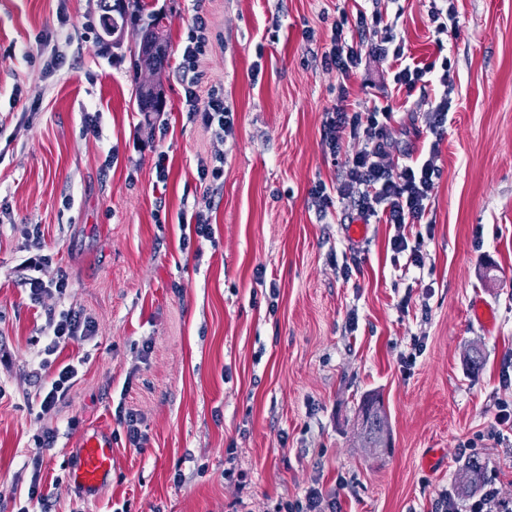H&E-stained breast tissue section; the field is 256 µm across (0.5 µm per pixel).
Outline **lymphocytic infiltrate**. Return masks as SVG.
Here are the masks:
<instances>
[{"label":"lymphocytic infiltrate","mask_w":512,"mask_h":512,"mask_svg":"<svg viewBox=\"0 0 512 512\" xmlns=\"http://www.w3.org/2000/svg\"><path fill=\"white\" fill-rule=\"evenodd\" d=\"M211 24L203 8H196L188 40L182 50L180 67L185 76L184 100L192 120L200 122L212 138L231 135L234 116L224 105V96L212 90L201 94L196 72L211 46ZM377 57L393 58L398 69L394 75L397 85L414 90L417 85H437L443 92L432 102L427 114V131L433 142L445 137L450 123L451 101L448 97L454 80L450 64L434 67L417 63L407 57L397 42L393 26L382 25L378 15L357 11L355 18L340 16L332 27L330 46L322 56L326 68L335 70L340 82L337 103L326 114L323 140L330 155H338L344 138L361 140L362 149L344 159L335 191L325 185H316L312 192L318 212L334 206L355 211L363 221L385 215L387 223L396 228L389 244L393 253L407 254L408 262L423 268V256L418 247L410 245L403 229L409 224L421 223L429 207L431 192L438 170L433 157L398 151L386 131L394 118L390 104L375 102L372 110L358 112L349 103L348 83L363 63L364 52ZM50 255L39 251L29 253L19 264L18 285L32 302H40L48 295H65L69 280L65 273L44 278L42 272L50 265ZM49 338L42 352V367H49V357L69 342L94 336V322L82 313L64 309L48 311Z\"/></svg>","instance_id":"1"}]
</instances>
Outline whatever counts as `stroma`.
Listing matches in <instances>:
<instances>
[{
    "mask_svg": "<svg viewBox=\"0 0 512 512\" xmlns=\"http://www.w3.org/2000/svg\"><path fill=\"white\" fill-rule=\"evenodd\" d=\"M454 4L459 28L439 39L431 0H206L217 38L199 84L235 114L215 140L183 100L192 0L154 4L169 59L150 125L133 95L134 39L98 41L97 0H0V512L26 505L36 473L46 512H278L311 487L338 512H436L443 493L466 512L457 483L472 456L487 462L486 488L512 498V429L496 422L512 402V0ZM360 9L396 23L407 55L449 60L454 75L426 221L405 229L420 269L391 251V225L355 241L354 212L312 204L340 170L322 138L339 80L321 57L334 20ZM47 48L65 58L51 76L35 62ZM394 72L370 59L352 98L365 112L388 94L390 137L417 152L435 90L400 88ZM87 112L97 134L83 130ZM215 154L224 178L208 185L198 168ZM202 209L212 238L181 248L180 217ZM35 224L45 276L70 282L38 304L17 284ZM477 296L494 330L474 320ZM53 308L83 310L97 334L57 352L78 376L43 415L34 368ZM368 393L386 409L388 447L357 438ZM121 405L139 411L143 447L118 425ZM100 427L112 477L85 492L70 480L76 444ZM46 430L56 440L36 472Z\"/></svg>",
    "mask_w": 512,
    "mask_h": 512,
    "instance_id": "35a3bbf8",
    "label": "stroma"
}]
</instances>
